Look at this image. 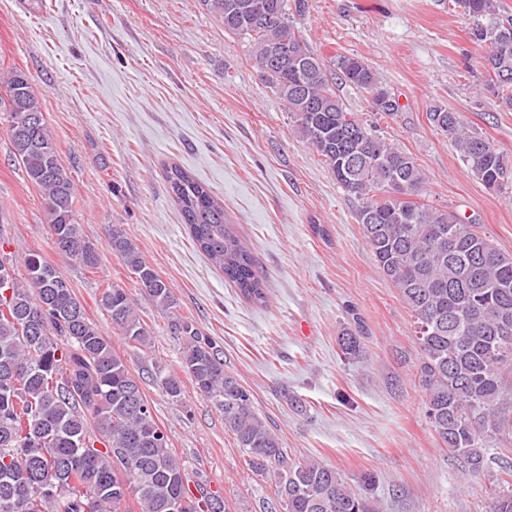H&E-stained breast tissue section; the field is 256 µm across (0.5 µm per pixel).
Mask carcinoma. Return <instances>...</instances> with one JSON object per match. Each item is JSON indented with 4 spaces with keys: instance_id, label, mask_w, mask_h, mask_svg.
Listing matches in <instances>:
<instances>
[{
    "instance_id": "obj_1",
    "label": "carcinoma",
    "mask_w": 512,
    "mask_h": 512,
    "mask_svg": "<svg viewBox=\"0 0 512 512\" xmlns=\"http://www.w3.org/2000/svg\"><path fill=\"white\" fill-rule=\"evenodd\" d=\"M224 31L248 40L262 75L286 103L300 137L321 156L347 193L361 201L357 222L380 269L412 310L427 417L448 451L470 472L487 467V448L512 447V255L482 235L475 222L420 200L425 179L415 158L375 134L346 111L336 81L370 95L383 93L375 111L398 106L362 60H328L307 47L289 11L309 0H200ZM472 20L471 35L484 56L511 74L489 77L487 91L512 110V11L495 0H459ZM0 112L7 115L13 155L42 192L52 247L94 268L100 252L75 217V193L41 102L18 69L0 82ZM448 136L467 170L489 190L512 179V155L497 148L460 113L442 106L427 113ZM169 194L194 246L224 272L247 301L267 302L251 250L224 215L210 187L177 165L165 168ZM108 247L141 291L169 312L171 284L114 225ZM0 286V512H170L176 499L187 512H224V501L191 491L186 465L156 422L139 380L86 315L69 281L39 252ZM100 302L112 329L147 346L151 331L128 289H104ZM169 327L187 339L180 361L200 394L224 415V428L259 474L275 472L284 512H379L364 488L350 487L332 467L313 460L286 461L278 436L254 410L253 395L224 369L223 349L192 323ZM170 397L181 394L176 374L157 377ZM53 488L46 494L44 489ZM488 512H512V466L501 467Z\"/></svg>"
}]
</instances>
